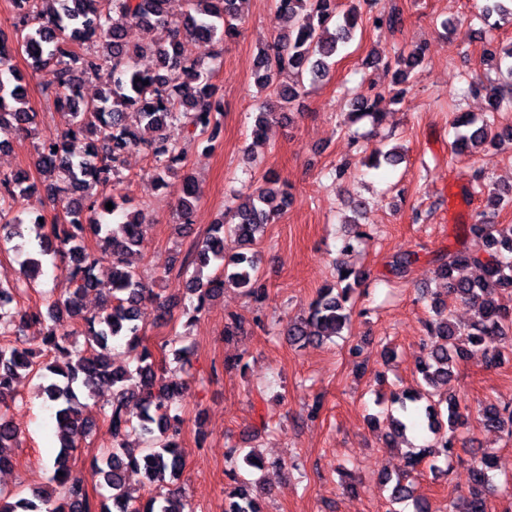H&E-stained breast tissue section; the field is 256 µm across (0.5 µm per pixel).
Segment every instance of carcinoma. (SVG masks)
Wrapping results in <instances>:
<instances>
[{"instance_id":"cac0c4a2","label":"carcinoma","mask_w":512,"mask_h":512,"mask_svg":"<svg viewBox=\"0 0 512 512\" xmlns=\"http://www.w3.org/2000/svg\"><path fill=\"white\" fill-rule=\"evenodd\" d=\"M274 2L277 11L288 17L292 32L286 38L260 43L257 83L291 104L302 95L305 83L317 84L329 76L336 54L352 39L361 15L353 6L337 16L338 0ZM12 3L17 10L16 46L35 63L56 66L55 83L46 95L53 98L64 124L38 147L37 166L54 178L53 185L39 186L19 174L0 171V240L16 239L15 249H27L20 265L25 279L34 281L41 276L49 256L63 262L75 289L65 298L46 300L45 309L34 311L14 305L17 284L0 279V328L15 336L14 341L0 344V404L12 397L19 372L40 379L38 395L53 411L60 441L51 464L52 486L33 489L19 499L0 489V512H188L186 500L174 486L183 468L180 439L184 417L179 400L185 382L177 371L164 369L147 343L138 309L153 289L128 259L133 249L144 244L149 224L143 210L128 212L129 201L92 195L89 190L112 185L123 153L146 149L152 156L151 186L166 188L169 177L180 176L176 214L181 228L190 224L189 215L198 202L196 180L192 173L180 172L186 146L169 140L164 131L171 125L190 126L195 139L213 148L223 133L222 106L213 100L212 69L198 60L182 58L178 48L187 39L221 45L238 34L246 0H185L184 12L176 17L167 9L169 0H55L58 7L50 12L38 9V0ZM114 11L142 29L140 43L128 44L122 28L110 24ZM494 13L512 16V0H486L476 18L486 21ZM371 23L397 30L402 25L400 8L395 4L382 7ZM12 50L0 40V147L13 137L30 134L36 118L27 106L23 78L11 64ZM148 54L156 59L151 72L138 68V60ZM424 57V46L417 45L406 56L377 55L374 63L387 70L397 66L394 75L404 82L407 74L400 66L413 69ZM484 58L512 77V45L503 57L486 47ZM86 79H96L102 85L92 99L77 93ZM343 95L350 101L351 121H380L381 94L364 95L346 88ZM489 101L491 109L481 118L457 113L458 152L474 153L512 138L511 128L495 126V113L512 105V88L494 93ZM275 116L274 112L256 113L252 136L262 138ZM86 134L95 137L89 149L81 154L70 151V142ZM370 161L396 165L401 156L394 147L387 151L378 148ZM21 201L27 206L14 209ZM48 201L63 205L62 219L47 227L39 218ZM109 202L111 210L106 208ZM290 202V194L278 180L267 178L240 197L225 220L212 225L207 236L192 245L180 264L187 275V294L195 299L182 309L180 317L185 322H193L206 303L227 287L241 288L254 298L265 295L255 246L266 226L283 214ZM30 224L47 228L31 246L25 236ZM510 257L512 224L476 222L468 225L461 248L433 259L435 277L446 283V296L435 294L431 300L434 318L426 324V358L417 367L424 387L392 394L386 408L392 436H399L409 423L423 417L433 437L427 445L408 453L405 475H381L380 483L390 487L388 512H397L395 505L413 499L412 487L406 482L409 474L426 462L435 471L437 462H446L454 454L455 433L465 425L460 402L452 394L457 362L479 353L495 364L512 353V303L499 297L502 290L512 295ZM103 258L112 265V297L98 312L87 315L82 296L96 286L95 269ZM416 260L414 253L397 252L387 266L393 277L405 280ZM469 267L481 269L482 275L475 279L462 275ZM364 280L359 270L338 268L336 282L317 291L307 316L288 324L289 341L302 345L342 335L350 324L348 303ZM458 302L475 311L463 326L453 317L452 305ZM32 321L47 325L37 351L25 339V328ZM74 323L84 327L82 350L74 345V332L69 329ZM119 342L133 355L136 366L132 371L112 367L110 350ZM48 353L64 356L65 368L37 361ZM103 381L113 388L112 399L100 406L112 443L94 459L92 476L112 490L110 505L104 500L95 502L85 478L75 474L70 465L72 452L92 432V422L83 416L86 404L80 402L79 395L95 397L97 384ZM481 423L489 431L512 434V405L484 404ZM135 424L147 441L137 454L124 440ZM18 445L19 430L0 413V466L13 465L12 449ZM227 459L233 464L229 475L237 486L227 495L224 512H264L250 482L238 478L236 472L238 467L258 469L261 463L253 462L255 455L244 448L228 449ZM130 469L140 471L143 484L151 488L144 502L126 489L125 474ZM493 470L494 456L474 459L470 485L457 500H448V512H486Z\"/></svg>"}]
</instances>
